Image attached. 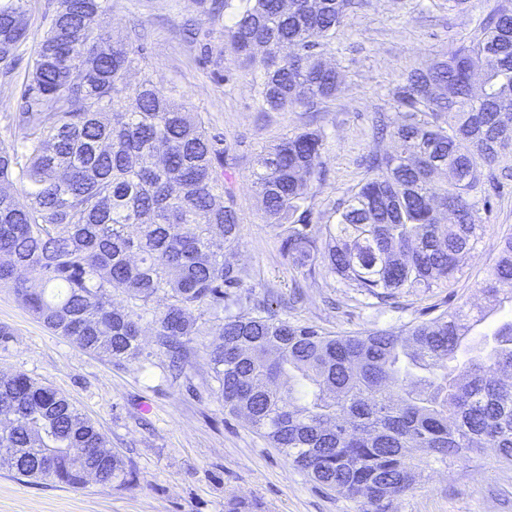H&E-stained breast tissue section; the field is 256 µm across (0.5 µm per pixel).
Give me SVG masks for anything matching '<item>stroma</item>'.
<instances>
[{"mask_svg": "<svg viewBox=\"0 0 512 512\" xmlns=\"http://www.w3.org/2000/svg\"><path fill=\"white\" fill-rule=\"evenodd\" d=\"M496 0H468L464 10L447 0H366L336 35V57L345 82L325 111L291 108L261 111L248 77L224 44L223 26L198 43L185 27L200 24L195 0H112L105 19L110 35L131 27L143 34L142 57L128 80L151 75L174 89L188 111L202 113L211 132L224 137L228 188L241 217L238 262L248 271L256 298L268 299L280 318L339 334L397 330L433 317V305L481 303L478 284L497 256L503 235L512 233V177L479 211L485 231L460 262L452 285L431 297L403 295L396 310L355 307L351 292L331 276L304 281L305 302L284 304L295 277L252 188L258 152L289 132L322 126L328 135L321 162L325 179L312 190L314 220L334 223L332 205L358 186L369 152L391 153L392 136L375 138L377 113L389 112L398 77L419 63L453 51L468 39ZM30 34L14 72L0 74V141L12 144L20 132L18 112L23 78L43 32V17L57 0H32ZM154 305L144 316L148 361L116 364L48 331L6 287H0V371L23 372L46 382L90 417L109 447L131 461L136 481L126 488L88 484L64 488L46 480L15 476L0 468V512H229L235 501L247 512H356L355 503L323 488L277 449L252 432L244 418L228 414L217 388L193 393L189 383L210 378V335L195 337L187 376L172 378L168 359L154 344ZM388 512H512V465L486 449L443 469L426 471L420 487L394 500Z\"/></svg>", "mask_w": 512, "mask_h": 512, "instance_id": "obj_1", "label": "stroma"}]
</instances>
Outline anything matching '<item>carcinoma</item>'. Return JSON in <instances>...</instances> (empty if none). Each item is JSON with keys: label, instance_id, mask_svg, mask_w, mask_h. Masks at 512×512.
<instances>
[{"label": "carcinoma", "instance_id": "carcinoma-1", "mask_svg": "<svg viewBox=\"0 0 512 512\" xmlns=\"http://www.w3.org/2000/svg\"><path fill=\"white\" fill-rule=\"evenodd\" d=\"M31 0H0V68L15 69ZM112 0H59L44 16L14 122L20 146L0 141V287L53 333L123 362L142 357L143 313L155 302V344L172 363L217 317L209 352L224 410L242 415L315 484L387 512L424 468L486 444L512 464V320L475 342L480 308L462 303L400 331L326 332L278 317L245 290L230 259L240 217L224 188L223 139L173 90L127 74L139 62L133 30L112 40ZM251 76L262 111L317 112L340 93L323 57L363 0H198ZM396 153H373L367 175L333 206V224L308 205L323 181L324 128L285 135L256 156L253 187L280 251L305 278L325 273L361 306L433 296L476 248L486 183L512 164V0H500L448 56L399 76L392 93ZM24 162H19V158ZM29 186L19 195L14 183ZM36 275L35 287L19 271ZM485 300H512V234L479 283ZM252 308L246 313L244 309ZM0 461L29 479L80 489L75 475L128 487L134 471L95 423L55 389L0 376ZM53 449L58 466L44 468Z\"/></svg>", "mask_w": 512, "mask_h": 512}]
</instances>
